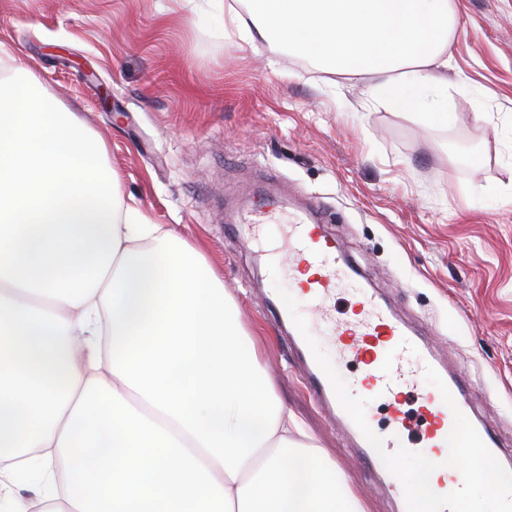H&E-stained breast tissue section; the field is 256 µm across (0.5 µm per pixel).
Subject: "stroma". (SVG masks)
Returning <instances> with one entry per match:
<instances>
[{
    "instance_id": "stroma-1",
    "label": "stroma",
    "mask_w": 512,
    "mask_h": 512,
    "mask_svg": "<svg viewBox=\"0 0 512 512\" xmlns=\"http://www.w3.org/2000/svg\"><path fill=\"white\" fill-rule=\"evenodd\" d=\"M445 124L358 77L224 35L220 0H0V64L106 142L123 200L198 246L274 390L367 512H399L313 396L242 219L318 206L380 302L442 361L512 456V0H453Z\"/></svg>"
}]
</instances>
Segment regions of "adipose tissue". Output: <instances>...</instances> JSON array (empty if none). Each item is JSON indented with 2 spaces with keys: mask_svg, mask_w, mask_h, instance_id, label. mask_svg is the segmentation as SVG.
I'll return each mask as SVG.
<instances>
[{
  "mask_svg": "<svg viewBox=\"0 0 512 512\" xmlns=\"http://www.w3.org/2000/svg\"><path fill=\"white\" fill-rule=\"evenodd\" d=\"M450 0H229L224 34L444 122ZM105 141L0 79V512H366L274 393L193 246L125 206Z\"/></svg>",
  "mask_w": 512,
  "mask_h": 512,
  "instance_id": "1",
  "label": "adipose tissue"
}]
</instances>
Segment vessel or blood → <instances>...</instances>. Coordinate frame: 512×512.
Wrapping results in <instances>:
<instances>
[{
  "label": "vessel or blood",
  "mask_w": 512,
  "mask_h": 512,
  "mask_svg": "<svg viewBox=\"0 0 512 512\" xmlns=\"http://www.w3.org/2000/svg\"><path fill=\"white\" fill-rule=\"evenodd\" d=\"M281 270L293 279L298 298L309 314V328L333 343L340 359L357 364L358 374L348 379L351 394L375 398L387 412L389 424L380 429L387 452H395L405 443L410 421L403 409L402 398L413 395L424 428L411 450L422 452L429 460L440 463L447 437L453 427V415L440 392L424 385L430 357L421 355V342L382 305L377 296L358 279L356 272L344 263L340 249L311 216L299 217L288 226V246ZM341 293L350 295L354 305L352 319L337 318L330 302ZM308 385L317 399L332 409L334 419L351 437L354 448L372 470L384 465L363 434L339 402L331 401L330 382L314 357H307ZM457 407L469 412V390L461 373L443 374Z\"/></svg>",
  "instance_id": "1"
}]
</instances>
